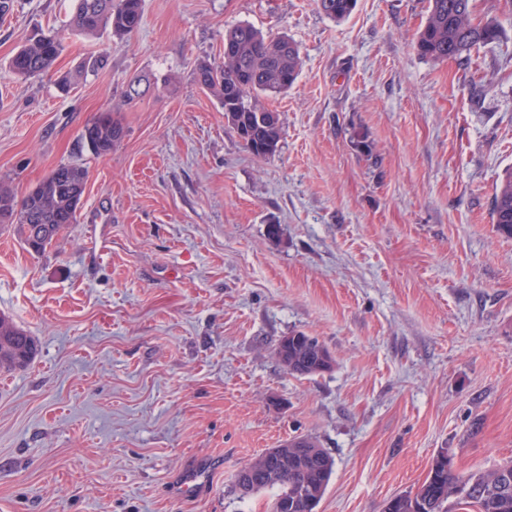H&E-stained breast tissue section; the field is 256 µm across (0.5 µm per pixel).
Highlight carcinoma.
I'll list each match as a JSON object with an SVG mask.
<instances>
[{
  "instance_id": "1",
  "label": "carcinoma",
  "mask_w": 512,
  "mask_h": 512,
  "mask_svg": "<svg viewBox=\"0 0 512 512\" xmlns=\"http://www.w3.org/2000/svg\"><path fill=\"white\" fill-rule=\"evenodd\" d=\"M428 15L418 33V54L427 60H466L471 49L498 37L494 22L473 18L472 0H428ZM355 0H318L320 12L342 20L350 15ZM142 20V0H75L71 26L87 37L108 31L121 38L136 30ZM221 64H201L196 80L202 87L218 92L227 126L242 146L258 157L274 154L281 137L279 114L258 108L252 94L278 92L289 88L297 78L300 58L297 45L285 36L270 37L248 24H241L224 35ZM64 50L62 38L41 34L22 45L9 63V73L30 79L48 72ZM151 86L146 75L133 79L126 97L132 101ZM124 136V127L112 110L99 113L84 127L82 138L98 156L107 155ZM88 181V170L76 164H61L23 198L8 180H0V228L12 227L24 244L39 237L43 252L70 225L77 213ZM491 217L496 232L512 237V167L495 190ZM38 351L34 337L0 314V371L27 367ZM327 348L314 336L295 333L288 336V347L277 356L288 373L300 377L319 375V353ZM264 455L250 462L259 470L249 475L252 489L238 493L241 499L267 489L275 490L271 512H278L277 501L283 489L291 493L288 512H316L334 471L333 458L311 437H294L281 449L276 462L261 467ZM470 489L467 497L456 496V489ZM453 506H466L472 512H512V461L493 468L459 473L451 457L441 451L433 459L424 481L415 492L389 498L383 512H450Z\"/></svg>"
}]
</instances>
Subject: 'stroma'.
<instances>
[{
	"mask_svg": "<svg viewBox=\"0 0 512 512\" xmlns=\"http://www.w3.org/2000/svg\"><path fill=\"white\" fill-rule=\"evenodd\" d=\"M473 6L498 40L430 61L428 0H357L341 21L317 0H143L121 40L74 32L73 0H14L0 179L23 195L61 164L89 177L45 252L0 230V313L39 344L0 374V512H270L235 475L303 434L335 461L317 512H382L443 450L460 471L512 458V238L490 217L512 166V0ZM240 24L300 51L294 85L256 97L282 123L263 158L195 81ZM48 31L65 94L8 74ZM108 108L125 136L98 157L82 132ZM296 332L331 371L284 369ZM201 460L207 493H183Z\"/></svg>",
	"mask_w": 512,
	"mask_h": 512,
	"instance_id": "35a3bbf8",
	"label": "stroma"
}]
</instances>
